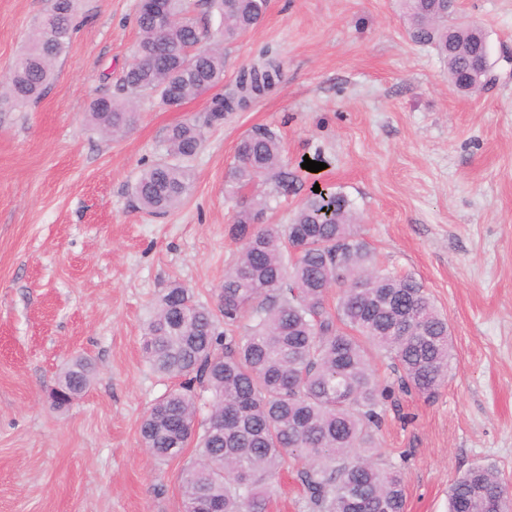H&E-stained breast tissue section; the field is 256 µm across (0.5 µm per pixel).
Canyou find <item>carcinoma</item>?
Segmentation results:
<instances>
[{
	"instance_id": "obj_1",
	"label": "carcinoma",
	"mask_w": 512,
	"mask_h": 512,
	"mask_svg": "<svg viewBox=\"0 0 512 512\" xmlns=\"http://www.w3.org/2000/svg\"><path fill=\"white\" fill-rule=\"evenodd\" d=\"M401 2L409 39L442 56L453 89L472 93L489 83L487 40L476 35V25L448 24L454 0ZM206 3L218 15L226 46L255 30L267 7V0ZM165 4L175 18L168 26L137 5L135 63L118 78L124 97L109 86L89 106V123L114 140L137 124L141 97L178 106L223 82L224 49L191 51L206 32L186 0ZM77 11L78 0H64L63 13L48 8L31 29L6 86L14 105L44 96L70 45ZM281 75L273 59L244 68L234 90L211 96L202 123L173 127L167 157L145 168L133 187L140 208L161 212L182 204L192 189L189 161L202 147V127L223 122ZM283 154L280 137L266 126L252 128L237 145L224 191L242 199L232 225L241 248L216 308L178 282L157 298L146 354L154 371L181 382L144 418L143 444L165 461L199 438L198 457L180 477L183 512H267L269 480L290 458L300 464L307 512H405L404 474L374 461L379 409L396 390L428 399L437 394L450 364L448 320L413 276L376 266L343 192H311L290 223H263L274 194L292 191L298 180ZM333 288L339 294L331 309ZM376 353L399 371L397 387L378 379ZM91 377L90 363L78 356L55 387L82 393ZM202 392L209 394V410L198 424ZM502 487L495 466L476 464L450 484L448 512H458L461 501L469 512H486L487 494Z\"/></svg>"
}]
</instances>
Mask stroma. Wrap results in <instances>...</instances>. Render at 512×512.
Instances as JSON below:
<instances>
[{
  "label": "stroma",
  "mask_w": 512,
  "mask_h": 512,
  "mask_svg": "<svg viewBox=\"0 0 512 512\" xmlns=\"http://www.w3.org/2000/svg\"><path fill=\"white\" fill-rule=\"evenodd\" d=\"M46 0H0V84ZM137 0H82L78 28L45 96L0 107V512H182L194 446L155 461L140 424L177 385L143 351L145 323L170 282L216 306L240 245L224 177L244 132L282 137L299 178L271 216L288 223L310 189L304 159L341 189L388 268L414 276L451 330L435 398L395 393L376 435L401 467L406 512H448V487L475 464L512 489V0H457L487 35L496 79L472 95L406 35L398 0H268L261 24L225 49L224 87L264 55L277 86L205 129L179 208L139 209L132 187L165 155L168 131L203 115L141 100L120 140L86 122L105 75L134 57ZM94 379L55 410L48 389L71 359Z\"/></svg>",
  "instance_id": "stroma-1"
}]
</instances>
